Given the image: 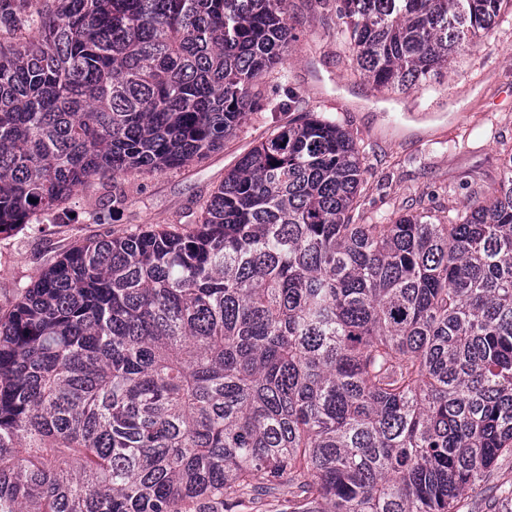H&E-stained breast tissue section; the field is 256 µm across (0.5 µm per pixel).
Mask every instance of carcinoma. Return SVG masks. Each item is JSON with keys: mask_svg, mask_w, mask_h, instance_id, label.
<instances>
[{"mask_svg": "<svg viewBox=\"0 0 512 512\" xmlns=\"http://www.w3.org/2000/svg\"><path fill=\"white\" fill-rule=\"evenodd\" d=\"M0 0V233L86 183L204 158L292 49L287 0ZM407 93L512 0H336ZM362 150L307 115L201 222L89 239L0 312V512H512V154L457 221L361 208ZM34 202H29V199Z\"/></svg>", "mask_w": 512, "mask_h": 512, "instance_id": "1", "label": "carcinoma"}]
</instances>
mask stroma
Masks as SVG:
<instances>
[{"instance_id": "stroma-1", "label": "stroma", "mask_w": 512, "mask_h": 512, "mask_svg": "<svg viewBox=\"0 0 512 512\" xmlns=\"http://www.w3.org/2000/svg\"><path fill=\"white\" fill-rule=\"evenodd\" d=\"M336 0H288L297 40L256 88L257 105L222 147L159 171L96 179L22 228L0 233V309L66 251L105 233L198 221L202 204L241 156L303 112L338 121L365 151L361 203L368 214L397 216L462 209L499 180L512 152V14L475 38L449 73L401 102L352 72ZM378 104L363 111L357 96ZM123 204H112L115 194Z\"/></svg>"}]
</instances>
